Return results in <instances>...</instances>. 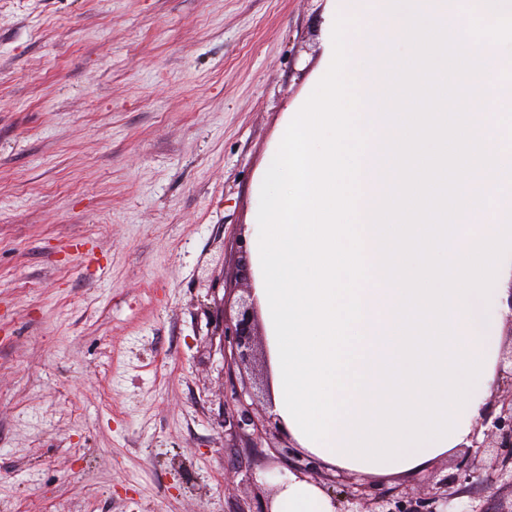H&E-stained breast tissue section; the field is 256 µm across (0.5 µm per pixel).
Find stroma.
Listing matches in <instances>:
<instances>
[{
    "label": "stroma",
    "mask_w": 512,
    "mask_h": 512,
    "mask_svg": "<svg viewBox=\"0 0 512 512\" xmlns=\"http://www.w3.org/2000/svg\"><path fill=\"white\" fill-rule=\"evenodd\" d=\"M334 0H0V512H262L287 460L225 433L268 155L322 78ZM463 450L363 480L417 498ZM493 456L467 485L512 507ZM256 319L257 305L253 295H249V298L239 301L235 317L229 323H224L220 334V347L229 372L250 357L256 336Z\"/></svg>",
    "instance_id": "35a3bbf8"
}]
</instances>
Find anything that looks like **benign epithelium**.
I'll return each instance as SVG.
<instances>
[{"label": "benign epithelium", "instance_id": "1", "mask_svg": "<svg viewBox=\"0 0 512 512\" xmlns=\"http://www.w3.org/2000/svg\"><path fill=\"white\" fill-rule=\"evenodd\" d=\"M257 305L254 297L239 301L233 319L224 324L220 334V347L224 352V362L228 370L241 365L251 355L256 330ZM496 383L507 393L500 406L487 404L478 419V428L471 436V447L482 450L493 448L497 458V480L504 489L512 490V349L502 350L496 364ZM246 391L231 388L230 399L235 407L231 414L224 416V425L230 426L239 437L250 440L252 436L273 428L283 431L280 420L271 425L257 419L252 407L246 402ZM470 477L468 462L458 466V472L439 482L437 490L428 497L413 500L395 492L381 493L373 497L364 492L341 490L332 491V499L337 504V512H452L455 493L449 485L464 482Z\"/></svg>", "mask_w": 512, "mask_h": 512}]
</instances>
